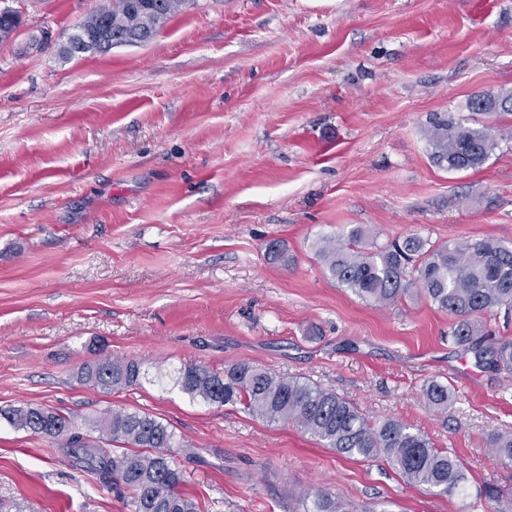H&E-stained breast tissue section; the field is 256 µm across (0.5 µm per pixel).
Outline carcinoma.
Returning a JSON list of instances; mask_svg holds the SVG:
<instances>
[{
	"label": "carcinoma",
	"mask_w": 512,
	"mask_h": 512,
	"mask_svg": "<svg viewBox=\"0 0 512 512\" xmlns=\"http://www.w3.org/2000/svg\"><path fill=\"white\" fill-rule=\"evenodd\" d=\"M187 0H109L97 6L71 35L62 54L106 52L117 46L151 41ZM18 11L0 9V28L9 40L19 26ZM471 112H512V93L485 92L467 103ZM428 140L433 162L448 171L477 170L498 148L487 128L433 115ZM361 226L344 237L324 236L315 253L327 276L370 306L390 307L420 297L454 317L448 340L474 355L478 364L512 377V338L492 339L485 319L512 314V246L494 238L436 245L412 233L382 246L367 244ZM141 363L103 358L85 369L84 379L120 391L140 383ZM176 383L191 399L209 404H239L270 423L291 424L323 447L344 457L387 460L407 481L448 497L469 495L466 463L437 448L430 439L395 417L373 421L354 403L300 377L277 376L248 362L222 371L188 366ZM423 392L433 406L448 407V386L432 381ZM0 420L51 440L71 461L106 487L133 491L134 512H201L185 495V472L176 461L181 442L167 425L140 411L109 409L94 426L98 436L82 431L71 417L42 406L0 408ZM488 447L504 464L512 463V432L494 433ZM301 512H357L319 488L298 499ZM473 507L482 512H512V491L484 483Z\"/></svg>",
	"instance_id": "obj_1"
}]
</instances>
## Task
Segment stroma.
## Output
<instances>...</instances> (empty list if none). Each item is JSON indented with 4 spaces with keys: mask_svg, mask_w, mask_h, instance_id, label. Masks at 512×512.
Returning a JSON list of instances; mask_svg holds the SVG:
<instances>
[{
    "mask_svg": "<svg viewBox=\"0 0 512 512\" xmlns=\"http://www.w3.org/2000/svg\"><path fill=\"white\" fill-rule=\"evenodd\" d=\"M99 2L0 0L21 12L0 43V407L155 416L202 512H292L312 487L377 512H474L175 385L184 366L247 361L512 488L487 445L512 432V378L451 344L424 299L379 308L337 287L314 248L356 225L380 245H512V112L465 107L512 91V0H194L151 42L62 56ZM434 112L492 128L498 149L475 171L436 166ZM274 239L290 263L268 260ZM106 357L143 361L141 385L86 383ZM132 497L0 422V512H133Z\"/></svg>",
    "mask_w": 512,
    "mask_h": 512,
    "instance_id": "1",
    "label": "stroma"
}]
</instances>
